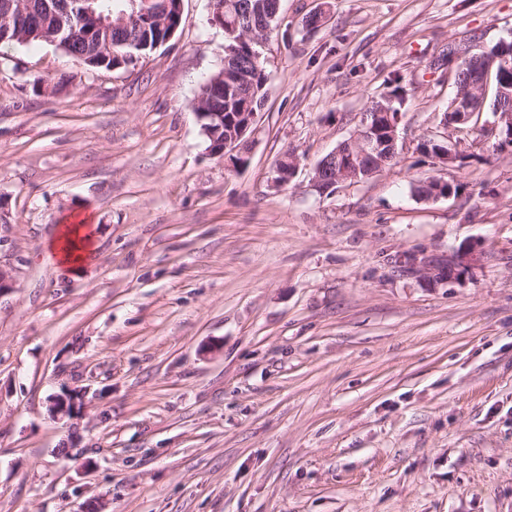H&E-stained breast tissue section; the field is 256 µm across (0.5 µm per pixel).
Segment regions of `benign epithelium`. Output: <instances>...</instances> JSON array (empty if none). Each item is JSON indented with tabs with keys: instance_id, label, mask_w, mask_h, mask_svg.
<instances>
[{
	"instance_id": "obj_1",
	"label": "benign epithelium",
	"mask_w": 512,
	"mask_h": 512,
	"mask_svg": "<svg viewBox=\"0 0 512 512\" xmlns=\"http://www.w3.org/2000/svg\"><path fill=\"white\" fill-rule=\"evenodd\" d=\"M0 13L20 29L31 26V9L28 0H4L0 3ZM92 24L84 29L83 38L92 39L94 32L104 26L120 28L126 25L128 15L124 12L117 17L112 14H96L88 12ZM502 67V83L499 86V97L502 105L493 112L494 120L484 124L483 133L487 138H497V145L505 150L512 149V79L509 71L512 70V62L503 55L499 57ZM437 65L444 66L446 61L437 60ZM448 66V65H446ZM448 77L453 79L455 87L454 98V122L464 123L471 115L483 108L485 101L484 79L481 72L473 70L468 73H456L453 66H448ZM246 120L240 124L238 135L226 141H213L208 152L217 157L229 160L235 167H243L249 160L248 133L251 132L257 119V113H245ZM377 116L388 119L389 136L387 143L377 139L382 133L381 126L371 127L362 123L357 130L347 139L343 140L330 152L325 162L315 167L311 186L320 194H326L333 188L343 184H354L359 180V173L364 171L372 176L387 165L395 152L399 134L397 123L390 120V113H377ZM460 141L448 147L447 151L436 159L437 164L448 167H459L465 164L467 154L458 148ZM51 409L57 414L72 415L79 410L76 398L65 395L55 398L51 403Z\"/></svg>"
}]
</instances>
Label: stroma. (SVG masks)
<instances>
[{"label": "stroma", "instance_id": "stroma-1", "mask_svg": "<svg viewBox=\"0 0 512 512\" xmlns=\"http://www.w3.org/2000/svg\"><path fill=\"white\" fill-rule=\"evenodd\" d=\"M211 11L183 0L115 70L0 49V512H512V155L475 128L462 167L419 149L454 96L435 57L512 40V0H281L236 169L196 114L224 65ZM394 78L396 159L311 190ZM426 177L454 195L420 199ZM78 215L96 259L66 276L47 248Z\"/></svg>", "mask_w": 512, "mask_h": 512}]
</instances>
